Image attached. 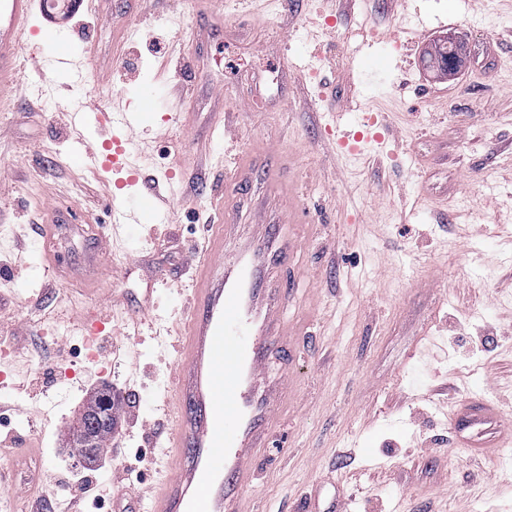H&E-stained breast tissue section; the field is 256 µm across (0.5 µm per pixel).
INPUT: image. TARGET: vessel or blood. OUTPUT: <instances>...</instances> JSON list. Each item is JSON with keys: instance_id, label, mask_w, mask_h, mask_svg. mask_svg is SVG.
Instances as JSON below:
<instances>
[{"instance_id": "b4317fda", "label": "vessel or blood", "mask_w": 512, "mask_h": 512, "mask_svg": "<svg viewBox=\"0 0 512 512\" xmlns=\"http://www.w3.org/2000/svg\"><path fill=\"white\" fill-rule=\"evenodd\" d=\"M34 3L0 0V98L22 74L19 52L32 33ZM76 65L69 54H57L41 79L55 81ZM102 115L112 129V155L88 150L81 158L91 166L124 169L138 116L119 99ZM112 212L117 226L145 219L143 210L117 194ZM267 263L264 247L247 242L232 260L217 253L200 269L167 402L174 418L169 435L174 459L145 508L131 504L128 489H118L120 512H257L248 496L256 478L251 452L264 447L280 402L279 387L265 378V361L270 353L286 351L288 343L275 297L264 286Z\"/></svg>"}]
</instances>
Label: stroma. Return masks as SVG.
I'll list each match as a JSON object with an SVG mask.
<instances>
[{"instance_id":"1","label":"stroma","mask_w":512,"mask_h":512,"mask_svg":"<svg viewBox=\"0 0 512 512\" xmlns=\"http://www.w3.org/2000/svg\"><path fill=\"white\" fill-rule=\"evenodd\" d=\"M30 23L24 83L0 109V331L43 344L77 381L35 389L17 347L0 360L9 500L23 492L15 449L35 451L44 487L84 471L69 428L104 388L118 409L96 483L141 450L136 490L152 494L178 321L222 218L225 256L243 225H282L291 244L272 259L296 341L269 366L288 398L253 455L261 512H512V443H496L512 427V13L496 0H84L57 27ZM451 33L468 55L452 79L424 64ZM64 46L82 66L61 83L142 113L137 181L75 162L110 137L95 112L77 135L54 88L33 95ZM340 118L367 131L362 154L339 147ZM158 183L177 204L108 244L113 191L146 202ZM64 191L94 229L61 240L62 284L36 224ZM96 310L107 332L91 360L79 319ZM142 311L166 334H134ZM468 398L498 414L459 434L450 416Z\"/></svg>"}]
</instances>
